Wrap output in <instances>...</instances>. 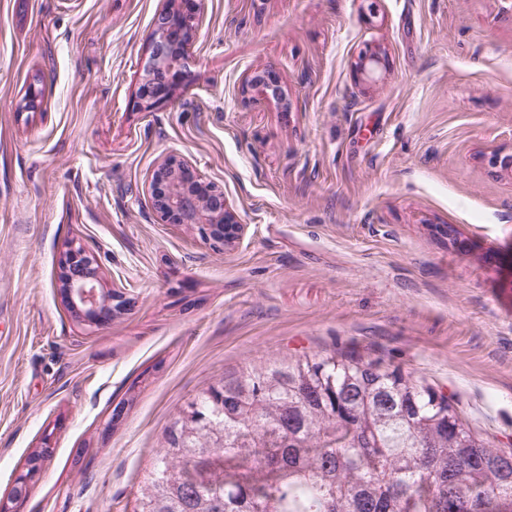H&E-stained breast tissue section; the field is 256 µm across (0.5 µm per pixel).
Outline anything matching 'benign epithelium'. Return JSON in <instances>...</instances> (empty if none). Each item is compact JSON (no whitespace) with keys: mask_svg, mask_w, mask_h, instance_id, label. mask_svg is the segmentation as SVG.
Instances as JSON below:
<instances>
[{"mask_svg":"<svg viewBox=\"0 0 512 512\" xmlns=\"http://www.w3.org/2000/svg\"><path fill=\"white\" fill-rule=\"evenodd\" d=\"M192 22L176 0H168L161 20L152 36L149 70L142 84L137 110H150L169 96L166 85H153L154 73L161 72L178 83L182 76L185 48L192 41ZM380 62L379 53L365 52L356 64L357 71L372 76ZM151 190L156 211L161 219L172 224L194 228L216 249L243 235L244 225L233 221L226 209L224 193L205 182V177L191 162L177 156L151 175ZM65 271V300L69 310L85 314L90 325L101 327L112 319V303L98 289V279L87 269L97 267V257L83 246L70 244L61 260Z\"/></svg>","mask_w":512,"mask_h":512,"instance_id":"7a95c632","label":"benign epithelium"}]
</instances>
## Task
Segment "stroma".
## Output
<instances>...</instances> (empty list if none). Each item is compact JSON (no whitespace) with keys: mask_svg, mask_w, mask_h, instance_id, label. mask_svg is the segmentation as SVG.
<instances>
[{"mask_svg":"<svg viewBox=\"0 0 512 512\" xmlns=\"http://www.w3.org/2000/svg\"><path fill=\"white\" fill-rule=\"evenodd\" d=\"M165 6L0 0V500L134 512L208 383L345 346L512 451V0H198L180 85L138 111ZM263 70L282 97L246 101ZM172 155L240 242L160 219L149 179ZM74 241L124 299L107 326L66 306Z\"/></svg>","mask_w":512,"mask_h":512,"instance_id":"obj_1","label":"stroma"}]
</instances>
